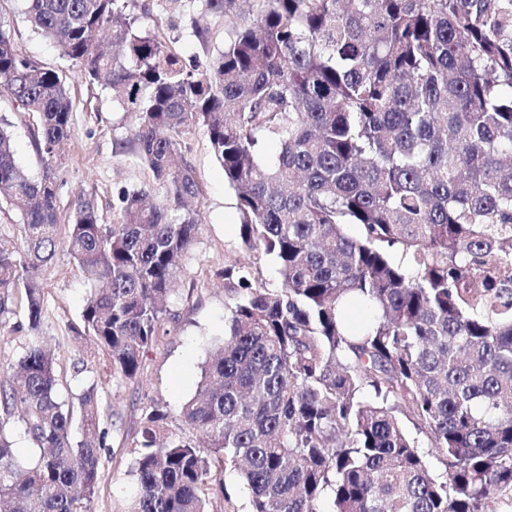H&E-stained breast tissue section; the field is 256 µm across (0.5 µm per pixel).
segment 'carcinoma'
Segmentation results:
<instances>
[{
    "instance_id": "cac0c4a2",
    "label": "carcinoma",
    "mask_w": 512,
    "mask_h": 512,
    "mask_svg": "<svg viewBox=\"0 0 512 512\" xmlns=\"http://www.w3.org/2000/svg\"><path fill=\"white\" fill-rule=\"evenodd\" d=\"M92 85L136 115L151 180L100 223L80 194L65 237L94 285L72 328L106 356L100 381L140 379L198 238L199 128L236 191L241 248L224 267V339L164 429L142 407L136 493L119 512H227L237 467L252 512H501L512 506V0H199L224 46L186 63L136 0H23ZM37 117L42 174L0 126V321L24 306L28 342L0 354V512H91L110 418L93 383L62 396L40 339L42 275L59 244L58 147L71 132L62 73L18 51L0 18V85ZM272 137V165L257 154ZM356 225L353 237L347 228ZM19 422L34 452L14 448ZM427 440L441 470L418 446Z\"/></svg>"
}]
</instances>
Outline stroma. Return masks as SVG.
Wrapping results in <instances>:
<instances>
[{
	"instance_id": "35a3bbf8",
	"label": "stroma",
	"mask_w": 512,
	"mask_h": 512,
	"mask_svg": "<svg viewBox=\"0 0 512 512\" xmlns=\"http://www.w3.org/2000/svg\"><path fill=\"white\" fill-rule=\"evenodd\" d=\"M138 2L158 21L164 39L185 58L203 61L221 48L222 16L203 13L188 0ZM0 16L9 24L22 54L42 66L62 69L73 102L71 133L62 147L63 163L57 170L59 225L68 224L72 202L81 192L95 196L103 223H112L122 190L136 188L149 177L128 148L133 117L113 104L107 91L90 85L82 68L62 58L53 41L31 30L22 0H0ZM197 24L209 28V45H202L195 37L193 27ZM0 122L7 124L13 135L18 164L29 175L40 176L42 167L32 139L36 119L17 106L5 90H0ZM179 152L193 165L201 188L195 203L202 217L201 232L177 271L174 308L179 317L168 323V335L147 353L141 381L98 387L102 403L114 407L116 413L107 424L108 434L100 452V484L93 512H116L118 505L136 491L128 443L144 402L152 399L161 403L168 412L169 427L177 426L181 405L197 390L207 351L224 336L228 313L224 266L246 258L240 249L235 192L225 183L224 170L203 130L187 132ZM43 288L42 340L55 350L62 369L83 358L89 367L86 378L94 380L99 351L76 342L69 330L80 319L90 285L66 245H59Z\"/></svg>"
}]
</instances>
